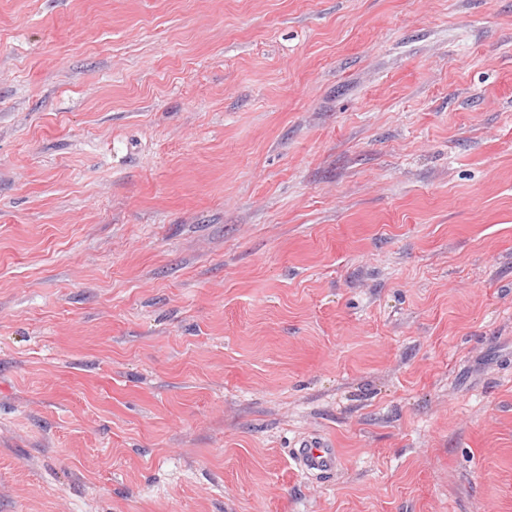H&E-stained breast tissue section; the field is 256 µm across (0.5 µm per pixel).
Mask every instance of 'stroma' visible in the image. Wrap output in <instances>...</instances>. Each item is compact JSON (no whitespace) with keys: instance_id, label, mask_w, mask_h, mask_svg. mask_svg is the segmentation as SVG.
Listing matches in <instances>:
<instances>
[{"instance_id":"35a3bbf8","label":"stroma","mask_w":512,"mask_h":512,"mask_svg":"<svg viewBox=\"0 0 512 512\" xmlns=\"http://www.w3.org/2000/svg\"><path fill=\"white\" fill-rule=\"evenodd\" d=\"M0 512H512V0H0ZM290 459L305 474L323 476L336 472L338 458L334 448L319 437H307L290 448Z\"/></svg>"}]
</instances>
